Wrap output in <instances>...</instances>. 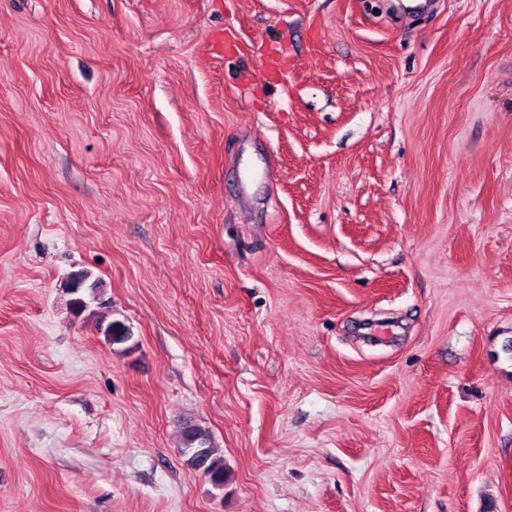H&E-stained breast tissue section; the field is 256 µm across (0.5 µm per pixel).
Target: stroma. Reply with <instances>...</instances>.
Masks as SVG:
<instances>
[{"label":"stroma","instance_id":"35a3bbf8","mask_svg":"<svg viewBox=\"0 0 512 512\" xmlns=\"http://www.w3.org/2000/svg\"><path fill=\"white\" fill-rule=\"evenodd\" d=\"M511 342L512 0H0V512H512ZM190 431L198 436H202L205 440V460L206 466L204 472L206 476L210 479L211 483L217 488L224 487V458H222L217 453V449L214 448V445L211 440V436L209 432L205 429L201 428L198 425L189 426L187 428H183L180 441L181 446L178 449L182 448H195V444L192 443V436L190 435Z\"/></svg>","mask_w":512,"mask_h":512}]
</instances>
